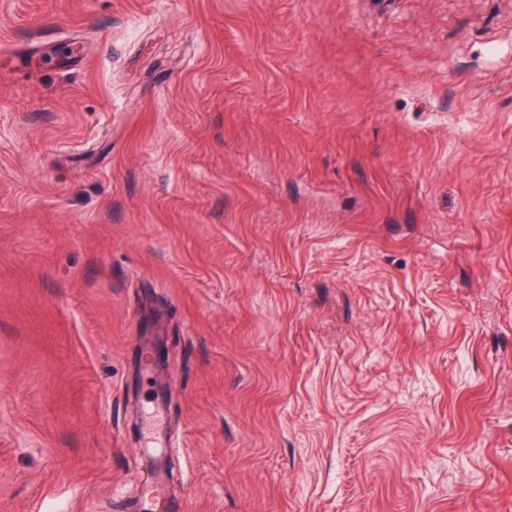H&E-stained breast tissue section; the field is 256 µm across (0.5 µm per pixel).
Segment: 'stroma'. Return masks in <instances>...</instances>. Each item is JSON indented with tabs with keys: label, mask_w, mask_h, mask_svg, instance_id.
Returning a JSON list of instances; mask_svg holds the SVG:
<instances>
[{
	"label": "stroma",
	"mask_w": 512,
	"mask_h": 512,
	"mask_svg": "<svg viewBox=\"0 0 512 512\" xmlns=\"http://www.w3.org/2000/svg\"><path fill=\"white\" fill-rule=\"evenodd\" d=\"M157 332L181 512H512V0H0V512H138ZM147 344L153 353V357L149 361L148 370L152 373L155 383L161 392V404L166 406L170 403L165 382L168 372V338L167 336H149Z\"/></svg>",
	"instance_id": "35a3bbf8"
}]
</instances>
